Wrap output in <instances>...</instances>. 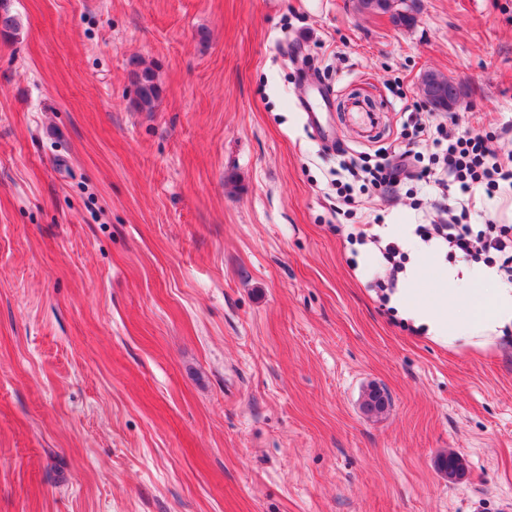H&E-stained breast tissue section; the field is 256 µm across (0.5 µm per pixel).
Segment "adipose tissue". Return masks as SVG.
Masks as SVG:
<instances>
[{
  "instance_id": "ef3b65f1",
  "label": "adipose tissue",
  "mask_w": 512,
  "mask_h": 512,
  "mask_svg": "<svg viewBox=\"0 0 512 512\" xmlns=\"http://www.w3.org/2000/svg\"><path fill=\"white\" fill-rule=\"evenodd\" d=\"M411 253L396 300L401 317L451 346L479 345L512 331V286L496 282L490 268L445 265L417 244Z\"/></svg>"
}]
</instances>
